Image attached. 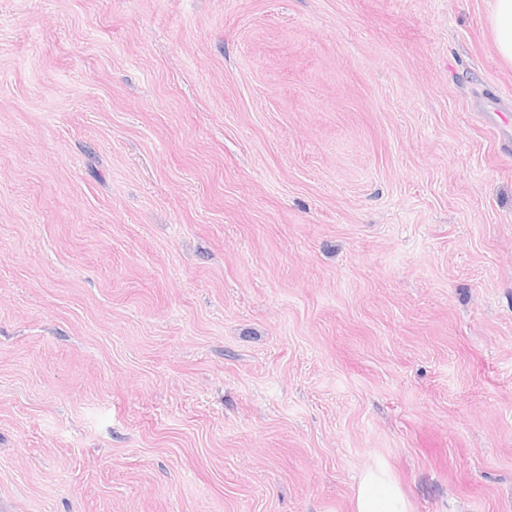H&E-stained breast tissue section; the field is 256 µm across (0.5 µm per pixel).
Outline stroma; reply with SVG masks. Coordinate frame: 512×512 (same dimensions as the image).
Here are the masks:
<instances>
[{"label": "stroma", "instance_id": "1", "mask_svg": "<svg viewBox=\"0 0 512 512\" xmlns=\"http://www.w3.org/2000/svg\"><path fill=\"white\" fill-rule=\"evenodd\" d=\"M493 0H0V512H512ZM356 512H407L405 502L383 471L368 472L358 487Z\"/></svg>", "mask_w": 512, "mask_h": 512}]
</instances>
